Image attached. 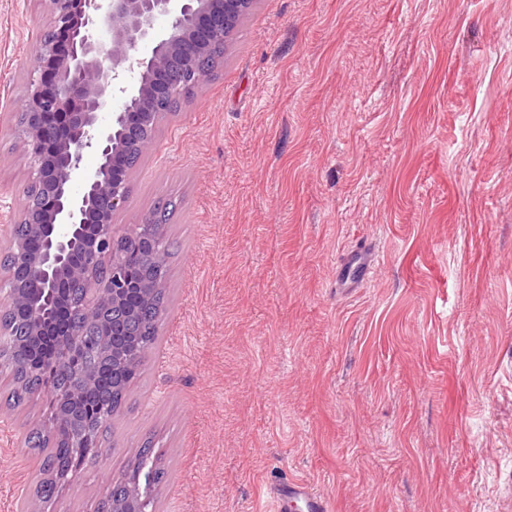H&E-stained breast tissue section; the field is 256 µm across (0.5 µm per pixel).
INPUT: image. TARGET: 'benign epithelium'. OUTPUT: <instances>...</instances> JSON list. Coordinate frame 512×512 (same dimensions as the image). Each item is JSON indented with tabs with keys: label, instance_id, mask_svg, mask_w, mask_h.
<instances>
[{
	"label": "benign epithelium",
	"instance_id": "1",
	"mask_svg": "<svg viewBox=\"0 0 512 512\" xmlns=\"http://www.w3.org/2000/svg\"><path fill=\"white\" fill-rule=\"evenodd\" d=\"M254 0H50L53 21L30 59V79L20 124L19 146L30 168L34 191L24 195L18 229L8 237L11 263L0 274L3 302L28 309L20 336L30 337L43 353L68 341L86 351L83 332L73 316L92 325L103 322L107 310L122 308L115 332L98 336L104 349L112 334L125 332V321L137 309L127 307L133 294L149 299L165 282L137 281L122 253L130 236L119 235L113 216L129 194L128 157L151 149L163 114L162 99L194 90L205 78L200 57L224 41L225 19L236 15L243 23ZM169 17L166 28L156 21ZM108 40H102L100 30ZM150 45L146 55L139 48ZM137 73L136 82L125 81ZM122 99L107 123L100 114ZM97 156L96 166L84 156ZM80 182L81 192L73 190ZM88 285L80 304H73L70 288ZM90 372L67 390L54 395L56 409L49 425L96 388ZM127 503L108 501L105 512H144L139 488H131Z\"/></svg>",
	"mask_w": 512,
	"mask_h": 512
}]
</instances>
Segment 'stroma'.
I'll return each instance as SVG.
<instances>
[{
  "mask_svg": "<svg viewBox=\"0 0 512 512\" xmlns=\"http://www.w3.org/2000/svg\"><path fill=\"white\" fill-rule=\"evenodd\" d=\"M48 0H0V226ZM113 222L159 202V339L92 464L48 504L45 400L0 372V512H99L137 453L155 512H512V0H255L224 64L161 121ZM376 246L368 281L336 267ZM270 511L287 512L289 506L303 502L306 512H328L327 499L302 480L289 479L287 482L272 484L267 491Z\"/></svg>",
  "mask_w": 512,
  "mask_h": 512,
  "instance_id": "obj_1",
  "label": "stroma"
}]
</instances>
